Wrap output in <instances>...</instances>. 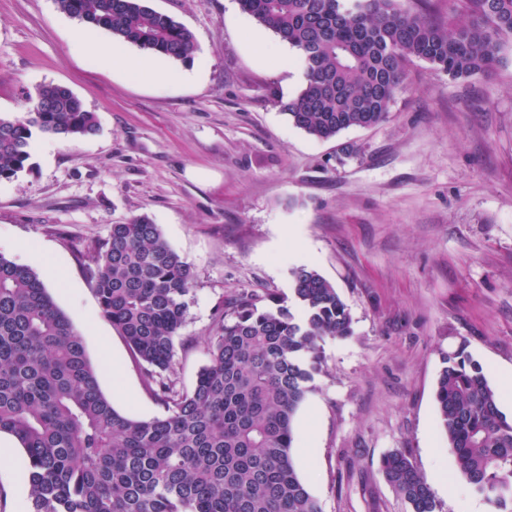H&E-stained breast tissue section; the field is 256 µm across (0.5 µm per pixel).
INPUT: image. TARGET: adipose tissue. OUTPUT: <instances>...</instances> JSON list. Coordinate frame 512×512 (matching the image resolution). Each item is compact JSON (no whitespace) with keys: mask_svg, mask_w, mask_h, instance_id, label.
<instances>
[{"mask_svg":"<svg viewBox=\"0 0 512 512\" xmlns=\"http://www.w3.org/2000/svg\"><path fill=\"white\" fill-rule=\"evenodd\" d=\"M75 47L82 53L92 55L97 64L123 70L136 80L164 82L169 78L156 57L130 54L123 44L103 41L98 30L91 26L76 33Z\"/></svg>","mask_w":512,"mask_h":512,"instance_id":"ef3b65f1","label":"adipose tissue"}]
</instances>
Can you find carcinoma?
Listing matches in <instances>:
<instances>
[{"mask_svg": "<svg viewBox=\"0 0 512 512\" xmlns=\"http://www.w3.org/2000/svg\"><path fill=\"white\" fill-rule=\"evenodd\" d=\"M56 2L150 53L187 61L196 50L192 31L148 0ZM239 2L297 52L305 84L286 110L322 140L385 121L411 62L477 80L500 64L501 40L512 36V0H466L460 11L448 0L447 25L420 0ZM98 131L70 89L42 85L25 111L0 116V180L29 169L33 137ZM85 256L103 316L142 363L164 413L134 419L115 409L82 336L36 271L0 254V434L24 451L29 512H322L292 448L321 342L352 335L335 286L300 264L289 271V300L244 293L230 308L219 302L209 361L186 390L173 362L196 280L191 264L146 217L112 225ZM435 399L458 472L494 512H512V418L465 348L444 357ZM380 471L411 512H440L405 451L386 453Z\"/></svg>", "mask_w": 512, "mask_h": 512, "instance_id": "1", "label": "carcinoma"}]
</instances>
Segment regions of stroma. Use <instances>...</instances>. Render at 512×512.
<instances>
[{"label":"stroma","mask_w":512,"mask_h":512,"mask_svg":"<svg viewBox=\"0 0 512 512\" xmlns=\"http://www.w3.org/2000/svg\"><path fill=\"white\" fill-rule=\"evenodd\" d=\"M187 26L193 60H167L175 80L128 79L79 54L82 24L55 0H0V113H18L44 84L94 112L97 135L44 137L45 156L0 180V254L45 275L83 337L103 393L138 419L163 412L125 339L100 311L82 257L112 225L145 216L195 269L174 368L192 388L208 362L219 300L290 294L289 270L312 265L335 285L352 336L325 339L314 389L295 417L300 479L323 512H410L379 461L406 450L424 476L447 473L441 512L476 495L456 468L434 391L458 348L512 380V39L488 78L454 81L429 63L386 121L321 140L285 103L302 89L294 49L258 59L256 35L279 38L238 0H149ZM109 347L122 374L113 377ZM22 450L0 466V512H29Z\"/></svg>","instance_id":"obj_1"}]
</instances>
